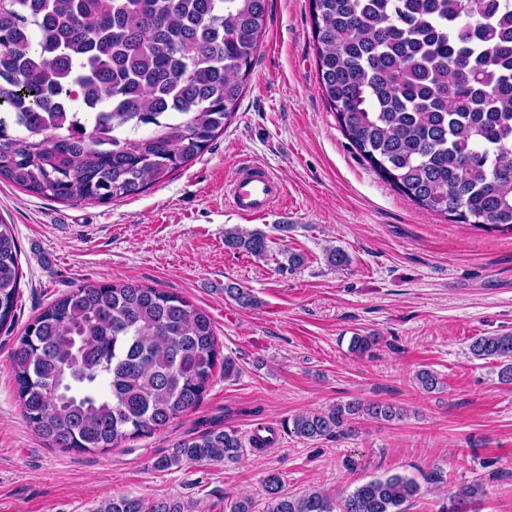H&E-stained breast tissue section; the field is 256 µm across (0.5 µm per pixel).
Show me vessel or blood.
Instances as JSON below:
<instances>
[{
	"mask_svg": "<svg viewBox=\"0 0 512 512\" xmlns=\"http://www.w3.org/2000/svg\"><path fill=\"white\" fill-rule=\"evenodd\" d=\"M281 199V187L268 169L246 165L243 166L241 176L231 190L227 202L238 214L261 216Z\"/></svg>",
	"mask_w": 512,
	"mask_h": 512,
	"instance_id": "vessel-or-blood-1",
	"label": "vessel or blood"
}]
</instances>
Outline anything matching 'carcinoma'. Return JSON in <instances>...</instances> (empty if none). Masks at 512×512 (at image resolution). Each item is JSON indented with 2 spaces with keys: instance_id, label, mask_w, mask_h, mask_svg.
Instances as JSON below:
<instances>
[{
  "instance_id": "cac0c4a2",
  "label": "carcinoma",
  "mask_w": 512,
  "mask_h": 512,
  "mask_svg": "<svg viewBox=\"0 0 512 512\" xmlns=\"http://www.w3.org/2000/svg\"><path fill=\"white\" fill-rule=\"evenodd\" d=\"M319 90L370 167L411 201L450 220L512 233V0H310ZM270 0H0V181L64 203L137 197L197 159L234 118L266 31ZM263 231H224L257 258ZM0 224V331L11 329L21 271ZM327 262L350 264L341 248ZM225 297L257 305L224 284ZM377 344L356 335L362 356ZM512 385V332L474 336ZM17 398L50 448L104 452L196 409L221 357L210 316L182 295L139 283L87 284L26 324L10 353ZM392 421L387 403L350 401L295 416L319 441L358 416ZM237 432L177 442L154 467L234 461ZM419 491L393 474L336 504L294 498L276 474L264 512H404ZM177 499L123 496L104 512H190Z\"/></svg>"
}]
</instances>
